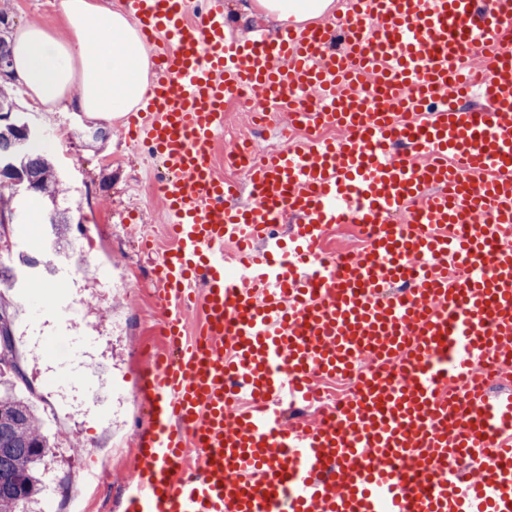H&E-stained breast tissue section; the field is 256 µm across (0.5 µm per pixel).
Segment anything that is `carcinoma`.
<instances>
[{"mask_svg":"<svg viewBox=\"0 0 512 512\" xmlns=\"http://www.w3.org/2000/svg\"><path fill=\"white\" fill-rule=\"evenodd\" d=\"M30 184L40 188L41 200L56 202L60 176L44 154L29 147L19 154L14 180L0 184V201L14 199V189ZM3 346L12 359L0 364V512H24L41 491L40 468L52 444L35 404L17 390L15 381L4 380V374L17 371V366L8 303L0 297V348Z\"/></svg>","mask_w":512,"mask_h":512,"instance_id":"carcinoma-1","label":"carcinoma"}]
</instances>
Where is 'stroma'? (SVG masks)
<instances>
[{"label":"stroma","mask_w":512,"mask_h":512,"mask_svg":"<svg viewBox=\"0 0 512 512\" xmlns=\"http://www.w3.org/2000/svg\"><path fill=\"white\" fill-rule=\"evenodd\" d=\"M60 0H9L0 37L17 27L52 21L54 36L69 30ZM17 111L54 135L49 157L68 184L56 204L34 208L24 203L18 219L0 224V261L17 239L31 238L39 216L53 208L67 210L69 241L81 243L72 253L66 281L43 288H9L15 355L31 385L41 418L55 442L43 481L57 496L91 485L84 512H123L124 488L134 472L136 441L149 427L152 413L140 392L141 377L155 354L165 352L160 285L152 269V253L169 248L159 195L143 190L153 173L139 160V150L121 125L97 121L72 108L45 112L14 94ZM279 117L257 129L249 110L226 106L224 135L216 149L224 151L232 134L257 135L276 141L286 128ZM112 269V287L93 274L96 262ZM119 444L108 480L96 478L98 450L105 439Z\"/></svg>","instance_id":"35a3bbf8"}]
</instances>
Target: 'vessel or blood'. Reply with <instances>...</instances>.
<instances>
[{
	"instance_id": "obj_1",
	"label": "vessel or blood",
	"mask_w": 512,
	"mask_h": 512,
	"mask_svg": "<svg viewBox=\"0 0 512 512\" xmlns=\"http://www.w3.org/2000/svg\"><path fill=\"white\" fill-rule=\"evenodd\" d=\"M121 4L155 64L124 129L167 172L173 239L154 268L170 351L144 374L155 426L125 512H512V392L472 375L512 365V0H345L351 24L243 39L224 0ZM476 47L489 105L469 110ZM244 88L253 118L336 137L224 178L215 142ZM289 214L285 244L271 227ZM341 223L370 229L367 248L321 260ZM364 360L339 413L284 426L282 400Z\"/></svg>"
}]
</instances>
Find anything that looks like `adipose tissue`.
Segmentation results:
<instances>
[{
    "label": "adipose tissue",
    "instance_id": "obj_1",
    "mask_svg": "<svg viewBox=\"0 0 512 512\" xmlns=\"http://www.w3.org/2000/svg\"><path fill=\"white\" fill-rule=\"evenodd\" d=\"M333 0H253L252 6L281 25L317 19ZM71 31L54 38L47 25L17 29L12 36V76L45 111L62 101L93 119L131 112L149 88L151 56L136 28L106 0H61Z\"/></svg>",
    "mask_w": 512,
    "mask_h": 512
}]
</instances>
